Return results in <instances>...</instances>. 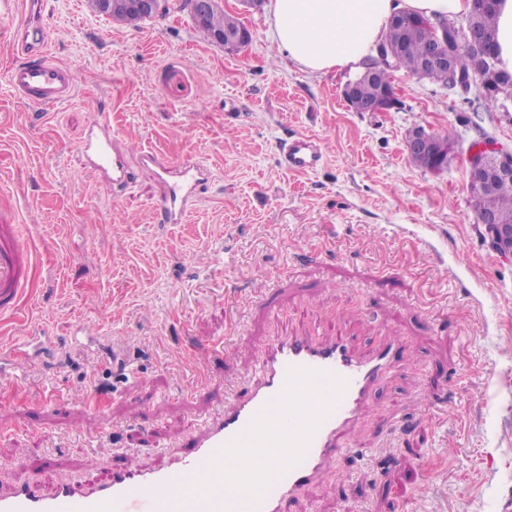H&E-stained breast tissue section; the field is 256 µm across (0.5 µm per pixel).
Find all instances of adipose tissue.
Segmentation results:
<instances>
[{"label": "adipose tissue", "mask_w": 512, "mask_h": 512, "mask_svg": "<svg viewBox=\"0 0 512 512\" xmlns=\"http://www.w3.org/2000/svg\"><path fill=\"white\" fill-rule=\"evenodd\" d=\"M467 0H270L280 52L311 72L340 70L371 54L390 18L408 11L427 18L465 13Z\"/></svg>", "instance_id": "ef3b65f1"}]
</instances>
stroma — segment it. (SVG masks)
<instances>
[{
	"mask_svg": "<svg viewBox=\"0 0 512 512\" xmlns=\"http://www.w3.org/2000/svg\"><path fill=\"white\" fill-rule=\"evenodd\" d=\"M45 2L50 49L78 81L51 108L6 82L21 15L0 0V224L21 225L35 254L18 306L0 312V489L160 466L282 333L339 332L365 355L388 332L409 361L292 512H512V263L481 241L466 165L479 136L512 148V88L488 112L397 69L396 108L356 112L343 97L354 71L288 61L266 10L226 0L253 32L228 53L184 13L133 28L87 0ZM101 115L128 148L120 187L79 150ZM417 126L454 132L443 173L410 158ZM297 136L323 144L318 170L284 166ZM143 149L211 168L186 223H155ZM213 343L223 354L201 388L192 361ZM90 388L105 417L85 409Z\"/></svg>",
	"mask_w": 512,
	"mask_h": 512,
	"instance_id": "obj_1",
	"label": "stroma"
}]
</instances>
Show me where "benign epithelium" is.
Returning <instances> with one entry per match:
<instances>
[{
	"instance_id": "obj_1",
	"label": "benign epithelium",
	"mask_w": 512,
	"mask_h": 512,
	"mask_svg": "<svg viewBox=\"0 0 512 512\" xmlns=\"http://www.w3.org/2000/svg\"><path fill=\"white\" fill-rule=\"evenodd\" d=\"M162 2L163 0H124V6L137 10L145 17L154 18L162 15ZM493 2L495 0H470V8L465 13L464 33L462 38L457 40V44L473 57L475 67L470 77H458L448 82V88L456 89L466 84L482 97L500 92L503 82L500 72L495 68L490 37L474 22L476 15ZM251 39L250 29L244 28L235 35L219 36L216 41L224 45L225 51L236 52ZM449 42L448 30L438 28L437 43L422 61L419 75L423 76L433 69L443 72L452 69L453 52L448 47ZM400 51L399 46L381 42L376 47L378 64L366 67L362 78L371 79L379 69L394 70ZM397 101L395 89L391 86L380 92L367 111L388 112L395 108ZM406 146L411 157L428 159L431 162V170L435 173L443 171L448 164L445 153L453 151V148L446 147L430 132L422 130L411 132L406 139ZM467 162L468 189L471 191L488 194L498 180L512 178V150H506L492 140L485 139L471 148ZM476 220L482 227L481 234L488 247L500 257L512 261V220L493 212H482L476 215Z\"/></svg>"
}]
</instances>
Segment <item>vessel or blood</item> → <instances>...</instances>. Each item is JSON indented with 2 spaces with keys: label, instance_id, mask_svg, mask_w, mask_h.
<instances>
[{
  "label": "vessel or blood",
  "instance_id": "b4317fda",
  "mask_svg": "<svg viewBox=\"0 0 512 512\" xmlns=\"http://www.w3.org/2000/svg\"><path fill=\"white\" fill-rule=\"evenodd\" d=\"M23 16L14 41L20 56L7 79L19 99L39 106H55L75 94L72 70L52 60L47 51L50 28L41 0H20ZM88 167L112 184L129 178L126 155L107 120L92 123L79 144ZM289 171L308 173L325 160L320 143L308 136L289 141L283 150ZM141 160L153 169L164 186L158 204L162 223L180 224L198 205L212 181L204 161L185 156L174 160L148 150ZM31 249L21 240L17 224L0 225V311L13 309L29 284ZM400 337L388 336L365 358L358 357L347 337L282 335L261 353L256 380L246 392L228 401L217 415L187 438L183 451L161 466L145 469L125 462L92 486L69 480L57 482L41 494L20 486L0 494V512H214L212 505L188 499L187 489L220 448L240 435L261 408L282 390L289 367L301 366L337 375L347 382L344 395L324 418L303 459L275 480L258 505L218 493L217 501L230 502L232 512H288L299 490L315 481L343 454L342 435L362 420L380 381L404 361Z\"/></svg>",
  "mask_w": 512,
  "mask_h": 512
}]
</instances>
